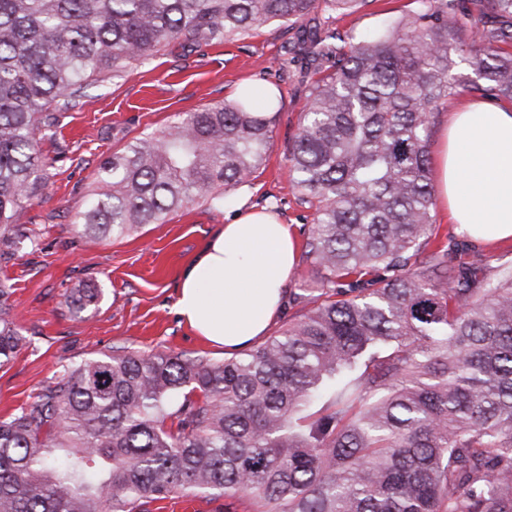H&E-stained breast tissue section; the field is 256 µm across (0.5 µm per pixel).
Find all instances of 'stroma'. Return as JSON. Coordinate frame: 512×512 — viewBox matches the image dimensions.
<instances>
[{"instance_id": "1", "label": "stroma", "mask_w": 512, "mask_h": 512, "mask_svg": "<svg viewBox=\"0 0 512 512\" xmlns=\"http://www.w3.org/2000/svg\"><path fill=\"white\" fill-rule=\"evenodd\" d=\"M413 0H371L352 15H336L339 30L372 32L414 9ZM285 26H262L249 35L200 53L171 48L132 66L117 81L84 84L55 135L38 148L47 159V187L28 202L24 222L39 235L35 252L0 263V278L13 285L10 314L24 327L27 345L0 369V417L33 401L63 365L97 353L128 348L168 354H203L224 359L223 349L196 336L179 318L176 289L183 268L216 230L244 210L277 212L295 237L312 225L288 178V143L306 105V64ZM276 83L281 100L274 146L251 185L223 210L193 203L123 238L80 235L75 215L101 162L146 133H157L176 113L233 98L246 83ZM96 280L102 296L96 309L73 314L66 296L83 281Z\"/></svg>"}]
</instances>
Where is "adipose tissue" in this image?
Returning a JSON list of instances; mask_svg holds the SVG:
<instances>
[{
	"label": "adipose tissue",
	"mask_w": 512,
	"mask_h": 512,
	"mask_svg": "<svg viewBox=\"0 0 512 512\" xmlns=\"http://www.w3.org/2000/svg\"><path fill=\"white\" fill-rule=\"evenodd\" d=\"M436 197L459 233L484 243L512 238V103L485 97L449 112ZM295 249L275 212L239 214L183 272L178 315L212 345L247 347L280 310Z\"/></svg>",
	"instance_id": "ef3b65f1"
}]
</instances>
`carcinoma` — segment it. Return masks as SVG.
<instances>
[{"instance_id": "cac0c4a2", "label": "carcinoma", "mask_w": 512, "mask_h": 512, "mask_svg": "<svg viewBox=\"0 0 512 512\" xmlns=\"http://www.w3.org/2000/svg\"><path fill=\"white\" fill-rule=\"evenodd\" d=\"M368 0H0V261L35 251L37 150L88 80L170 46L203 50L277 22L316 63L288 147L312 210L293 303L253 349L110 350L0 419V512H143L176 494L248 512H512V270L441 239L431 124L471 91L512 102V0H415L380 33L319 17ZM252 93L183 112L106 158L79 233L120 237L198 202L221 210L273 147ZM0 280V368L27 344ZM88 280L66 301L98 304Z\"/></svg>"}]
</instances>
